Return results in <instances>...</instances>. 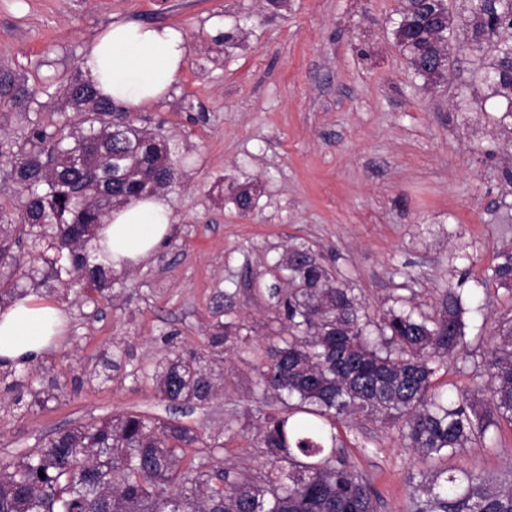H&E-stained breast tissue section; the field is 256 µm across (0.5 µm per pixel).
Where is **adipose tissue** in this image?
Instances as JSON below:
<instances>
[{"mask_svg":"<svg viewBox=\"0 0 512 512\" xmlns=\"http://www.w3.org/2000/svg\"><path fill=\"white\" fill-rule=\"evenodd\" d=\"M187 57L177 30L118 19L91 44L83 70L100 96L134 113L169 93ZM172 221L170 204L159 194L115 208L98 228L99 253L116 268L139 264L168 239ZM66 323L53 300L18 298L0 310V360L19 366L36 359L56 345Z\"/></svg>","mask_w":512,"mask_h":512,"instance_id":"obj_1","label":"adipose tissue"}]
</instances>
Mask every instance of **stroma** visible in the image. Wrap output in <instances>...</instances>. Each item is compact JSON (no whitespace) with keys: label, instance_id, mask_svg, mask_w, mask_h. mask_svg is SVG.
<instances>
[{"label":"stroma","instance_id":"obj_1","mask_svg":"<svg viewBox=\"0 0 512 512\" xmlns=\"http://www.w3.org/2000/svg\"><path fill=\"white\" fill-rule=\"evenodd\" d=\"M398 0H0V67L19 74L40 103L41 124L69 129L80 114L57 90L82 75L92 41L115 19L170 26L188 44L187 63L166 97L134 114L137 125L175 136L188 161L166 196L167 242L145 263L117 272L106 298L83 304L49 292L46 266L18 248L27 294L51 297L68 319L63 339L17 367L22 384L56 378L66 389L48 408L13 409L0 384V460L41 447L53 430L135 412L218 437L223 468L259 479L265 459L254 435L282 408L258 385L260 345L280 329L278 267L304 244L376 307L404 296L426 305L461 276L482 277L512 249V146L485 109L458 111L474 58L451 46L453 72L416 78L393 30ZM237 41L217 43L213 18ZM251 187L253 207L234 194ZM488 317L466 314L467 347L491 348L512 315V290L478 289ZM231 324L223 347L208 338ZM180 353L220 372L208 403L161 400L150 371ZM342 454L378 493L377 512H410L428 462L392 426L337 424ZM491 448H464L448 467L503 474L512 427Z\"/></svg>","mask_w":512,"mask_h":512}]
</instances>
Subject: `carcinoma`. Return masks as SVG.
Segmentation results:
<instances>
[{
  "mask_svg": "<svg viewBox=\"0 0 512 512\" xmlns=\"http://www.w3.org/2000/svg\"><path fill=\"white\" fill-rule=\"evenodd\" d=\"M426 0H399L402 26L393 30L413 74L426 83L455 67L449 46L466 32L478 55L470 86L498 98L499 126L512 143V0H460L452 15L431 18ZM88 127L66 133L39 123L21 143L0 139V158L12 160L23 192L20 223L0 224V304L23 296L3 269L19 265L13 246L43 250L47 276L94 301L112 286V266L93 247L97 228L113 208L172 186L186 158L173 137L136 125L82 78L59 89ZM0 101L28 106L23 79L0 68ZM82 158L76 168L71 155ZM288 288L279 299L287 335L266 346L264 390L283 411L267 415L257 444L269 469L262 482L220 467L185 462L187 449L220 447L172 422L125 413L57 432L48 443L0 462V512H376L371 484L336 449L325 425L364 417L396 426L404 445L430 460L494 441L490 427L512 426V319L498 324L494 344L474 364V391L444 394L436 373L464 346L473 289L462 280L444 289L429 311L395 299L378 317L309 249L288 248ZM486 279L512 287V251L502 250ZM156 390L169 402H206L216 388L196 357L160 362ZM65 385L27 387L28 406L44 407ZM44 476H39V473ZM424 496L411 512H512V482L433 469L421 474Z\"/></svg>",
  "mask_w": 512,
  "mask_h": 512,
  "instance_id": "cac0c4a2",
  "label": "carcinoma"
}]
</instances>
